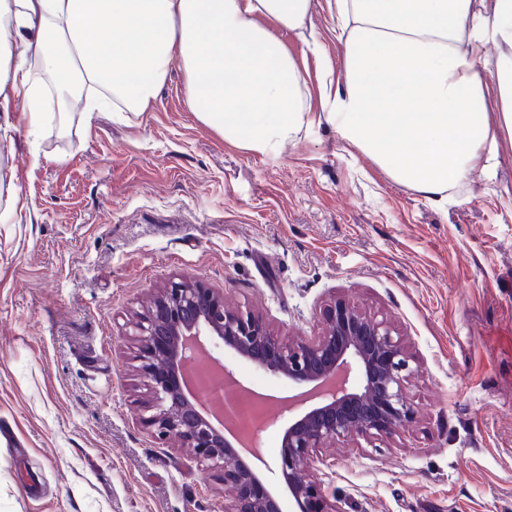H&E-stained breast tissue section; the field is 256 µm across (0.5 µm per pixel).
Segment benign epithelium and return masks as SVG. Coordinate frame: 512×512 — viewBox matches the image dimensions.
I'll list each match as a JSON object with an SVG mask.
<instances>
[{
	"label": "benign epithelium",
	"mask_w": 512,
	"mask_h": 512,
	"mask_svg": "<svg viewBox=\"0 0 512 512\" xmlns=\"http://www.w3.org/2000/svg\"><path fill=\"white\" fill-rule=\"evenodd\" d=\"M319 336L285 343L269 323L199 280H171L135 323L138 371L148 394L142 423L158 437L176 436L193 458L222 472L224 512H282L280 496L256 462L262 461L240 393L200 397L191 381L205 345L233 352L258 370L308 388L314 404L288 421L279 455V485L293 512H343L326 498L316 451L340 439L391 440L417 418L407 384L411 357L391 324L347 300L322 315ZM358 382L351 383V374Z\"/></svg>",
	"instance_id": "7a95c632"
}]
</instances>
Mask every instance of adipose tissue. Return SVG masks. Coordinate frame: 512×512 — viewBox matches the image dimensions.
<instances>
[{
    "mask_svg": "<svg viewBox=\"0 0 512 512\" xmlns=\"http://www.w3.org/2000/svg\"><path fill=\"white\" fill-rule=\"evenodd\" d=\"M330 2L345 66L322 75V117L395 180L440 202L512 144V0ZM280 28L319 50L311 0H0V107L21 93L38 112L75 75L86 114L138 113L177 57L197 118L274 154L314 122Z\"/></svg>",
    "mask_w": 512,
    "mask_h": 512,
    "instance_id": "1",
    "label": "adipose tissue"
}]
</instances>
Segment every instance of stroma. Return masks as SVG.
I'll list each match as a JSON object with an SVG mask.
<instances>
[{
    "label": "stroma",
    "instance_id": "1",
    "mask_svg": "<svg viewBox=\"0 0 512 512\" xmlns=\"http://www.w3.org/2000/svg\"><path fill=\"white\" fill-rule=\"evenodd\" d=\"M292 32L320 112L343 67ZM173 59L146 112L82 101L33 121L14 96L0 132V512H224V482L139 419L133 324L175 278L200 279L282 339L318 335L335 299L386 319L412 358L419 413L391 440L322 449L342 512H512V148L448 203L393 179L328 124L276 154L226 142L186 105ZM264 394L276 483L288 380L227 351Z\"/></svg>",
    "mask_w": 512,
    "mask_h": 512
}]
</instances>
